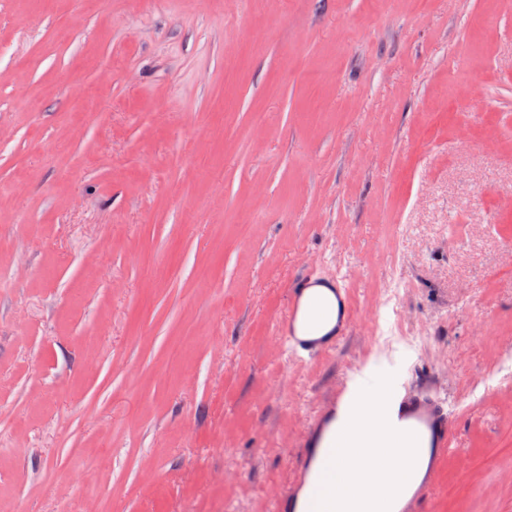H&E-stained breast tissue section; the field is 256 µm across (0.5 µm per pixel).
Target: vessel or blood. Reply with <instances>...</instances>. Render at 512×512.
Masks as SVG:
<instances>
[{
  "label": "vessel or blood",
  "instance_id": "vessel-or-blood-1",
  "mask_svg": "<svg viewBox=\"0 0 512 512\" xmlns=\"http://www.w3.org/2000/svg\"><path fill=\"white\" fill-rule=\"evenodd\" d=\"M317 285L328 286L341 308L347 302V291L342 280L310 274L295 284L291 290L288 313L280 321L278 333L280 341L298 357L318 354L331 347L330 342L318 334L322 305L318 299L307 294L309 288ZM341 402V397H334L326 412L315 419L309 451L300 461L301 469L312 470L318 453L322 449L334 447L335 441L329 438L328 431ZM396 420L405 430L426 440L431 465L443 461L448 453L450 439L446 397L424 388L405 393L398 403Z\"/></svg>",
  "mask_w": 512,
  "mask_h": 512
}]
</instances>
